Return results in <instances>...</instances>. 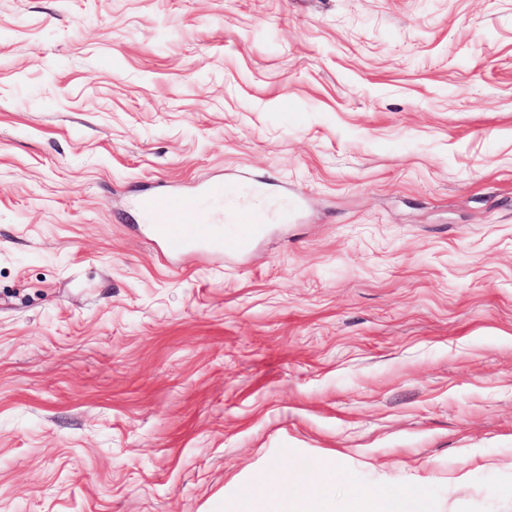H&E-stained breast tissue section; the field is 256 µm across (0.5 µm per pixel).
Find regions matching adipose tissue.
Listing matches in <instances>:
<instances>
[{
	"instance_id": "adipose-tissue-1",
	"label": "adipose tissue",
	"mask_w": 512,
	"mask_h": 512,
	"mask_svg": "<svg viewBox=\"0 0 512 512\" xmlns=\"http://www.w3.org/2000/svg\"><path fill=\"white\" fill-rule=\"evenodd\" d=\"M313 474L317 475L320 488L311 498L303 501L296 512H331V503L323 489L343 481L344 475L337 470L330 457L322 458L314 472L298 464L287 467L271 464L264 467L250 485L237 495L234 501L235 512H289V487L302 483Z\"/></svg>"
}]
</instances>
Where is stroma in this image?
<instances>
[{"label":"stroma","instance_id":"1","mask_svg":"<svg viewBox=\"0 0 512 512\" xmlns=\"http://www.w3.org/2000/svg\"><path fill=\"white\" fill-rule=\"evenodd\" d=\"M221 184L248 255L136 207ZM512 512V0H0V512H233L270 463Z\"/></svg>","mask_w":512,"mask_h":512}]
</instances>
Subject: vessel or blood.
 <instances>
[{
    "label": "vessel or blood",
    "mask_w": 512,
    "mask_h": 512,
    "mask_svg": "<svg viewBox=\"0 0 512 512\" xmlns=\"http://www.w3.org/2000/svg\"><path fill=\"white\" fill-rule=\"evenodd\" d=\"M222 186H209L186 195H153L140 198L139 206L146 219L163 217L164 223L158 228L169 254L180 255L188 251H220L233 247L242 252L248 249L252 240L262 231L265 215L262 211H251L248 223L234 240L224 238L220 225L211 221L213 205L223 203Z\"/></svg>",
    "instance_id": "vessel-or-blood-1"
}]
</instances>
